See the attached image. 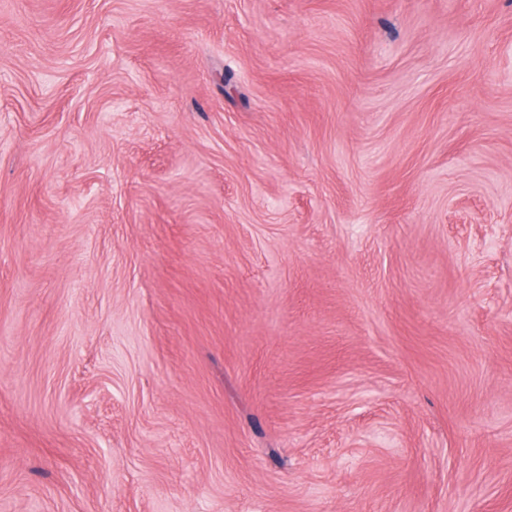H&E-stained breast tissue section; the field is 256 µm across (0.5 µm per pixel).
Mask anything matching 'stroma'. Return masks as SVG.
I'll list each match as a JSON object with an SVG mask.
<instances>
[{
	"label": "stroma",
	"instance_id": "35a3bbf8",
	"mask_svg": "<svg viewBox=\"0 0 512 512\" xmlns=\"http://www.w3.org/2000/svg\"><path fill=\"white\" fill-rule=\"evenodd\" d=\"M0 512H512V0H0Z\"/></svg>",
	"mask_w": 512,
	"mask_h": 512
}]
</instances>
